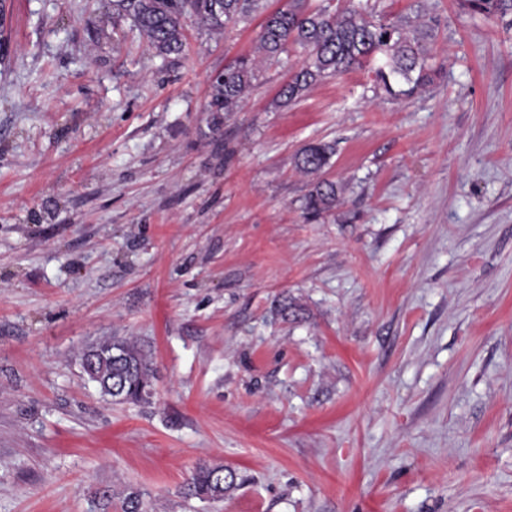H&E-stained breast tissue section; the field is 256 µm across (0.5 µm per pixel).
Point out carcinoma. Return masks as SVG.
Masks as SVG:
<instances>
[{
	"instance_id": "obj_1",
	"label": "carcinoma",
	"mask_w": 512,
	"mask_h": 512,
	"mask_svg": "<svg viewBox=\"0 0 512 512\" xmlns=\"http://www.w3.org/2000/svg\"><path fill=\"white\" fill-rule=\"evenodd\" d=\"M261 0H113L115 14L132 20L139 34L159 56L179 55L185 47L184 23L194 19L211 33L260 8ZM485 15L512 8V0H469ZM431 26L421 17L390 21L374 7L357 0L343 12L312 10L307 0H291L287 8L266 14L257 50L273 59L295 45L305 51L302 64L278 92L275 104L287 106L315 85L355 68L373 65L374 90L408 98L427 86L435 69L426 45ZM259 77L257 61L241 57L210 79L209 111L235 112ZM336 154L331 143H312L295 157L296 168L312 177L305 209L316 218L336 207L342 184L323 177ZM81 365L88 379L116 403L139 402L150 395L152 369L138 344L129 338L108 337L83 350ZM246 481L222 464L199 463L183 484L186 498L220 500ZM121 512H145L141 494L130 491Z\"/></svg>"
}]
</instances>
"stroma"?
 Listing matches in <instances>:
<instances>
[{
	"label": "stroma",
	"mask_w": 512,
	"mask_h": 512,
	"mask_svg": "<svg viewBox=\"0 0 512 512\" xmlns=\"http://www.w3.org/2000/svg\"><path fill=\"white\" fill-rule=\"evenodd\" d=\"M0 2V512H512V10L370 0L431 21L429 86L277 108L291 46L215 133L211 76L289 0L166 59L112 0ZM319 141L345 191L312 220ZM109 336L146 400L84 375ZM203 461L248 481L184 498ZM111 349L119 350L123 357L112 358ZM81 365L88 379L112 402H139L150 395V363L138 344L129 338L113 336L88 346L83 350ZM116 386L120 391L112 393Z\"/></svg>",
	"instance_id": "obj_1"
}]
</instances>
